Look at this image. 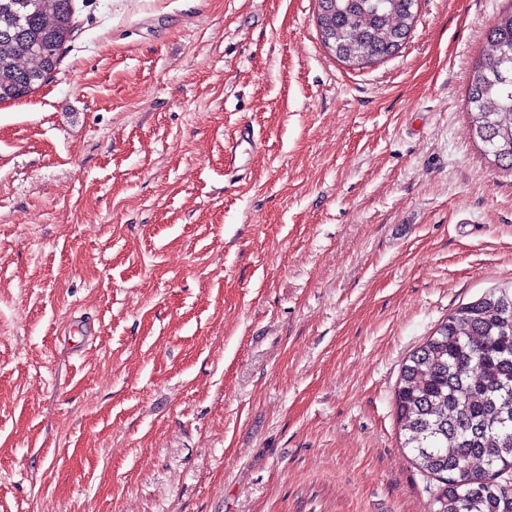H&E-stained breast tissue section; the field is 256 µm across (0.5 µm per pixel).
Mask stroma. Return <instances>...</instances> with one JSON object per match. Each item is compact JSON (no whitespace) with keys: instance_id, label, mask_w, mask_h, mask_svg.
<instances>
[{"instance_id":"1","label":"stroma","mask_w":512,"mask_h":512,"mask_svg":"<svg viewBox=\"0 0 512 512\" xmlns=\"http://www.w3.org/2000/svg\"><path fill=\"white\" fill-rule=\"evenodd\" d=\"M74 9L0 103V512H428L394 392L512 286V171L467 116L512 0H418L360 70L316 0ZM262 138L259 132L253 127L244 128L240 132V137L235 142L227 144L224 148L225 165L227 169L238 170L240 167L236 165L238 157V149L243 144H248L251 148L257 149L261 144Z\"/></svg>"}]
</instances>
